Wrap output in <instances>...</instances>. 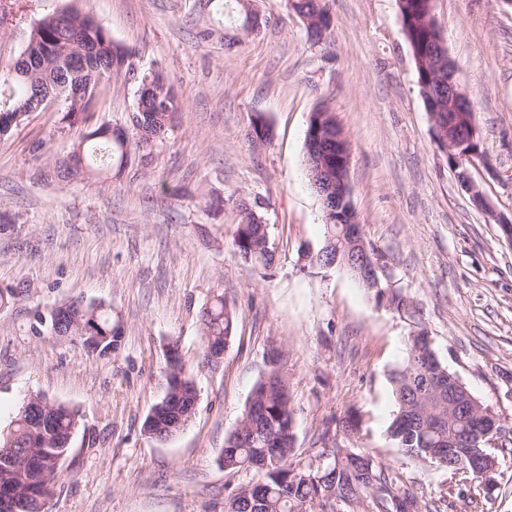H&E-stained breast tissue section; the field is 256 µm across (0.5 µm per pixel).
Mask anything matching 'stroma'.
I'll use <instances>...</instances> for the list:
<instances>
[{
  "mask_svg": "<svg viewBox=\"0 0 512 512\" xmlns=\"http://www.w3.org/2000/svg\"><path fill=\"white\" fill-rule=\"evenodd\" d=\"M259 33L224 48V15L201 0H21L0 24V69L38 20L68 10L93 18L163 70L183 109L163 138L120 174L65 181L54 174L82 134L58 112H35L0 137V430L34 395L79 409L83 424L50 512H224L254 478L219 459L271 348L284 350L294 460L350 448L397 472L423 512H464L448 475L402 457L387 433L388 374L413 324L376 304L344 267H304L326 236L304 141L315 110L335 113L351 148L353 202L366 239L421 310L433 346L483 404L512 421V245L473 207L438 147L421 98L397 0H328L332 27L310 42L288 0H256ZM448 56L467 88L486 153L471 175L512 214V6L436 0ZM137 86L125 79L99 108L129 128ZM271 129L252 144L256 122ZM46 150L30 151L32 139ZM256 202L274 263L233 245L235 199ZM237 312L219 368L200 367L199 316L213 296ZM102 301L123 331L98 358L37 328L36 311ZM178 342L197 389L196 411L166 442L146 416L166 393L167 348ZM356 414L359 426L340 422Z\"/></svg>",
  "mask_w": 512,
  "mask_h": 512,
  "instance_id": "stroma-1",
  "label": "stroma"
}]
</instances>
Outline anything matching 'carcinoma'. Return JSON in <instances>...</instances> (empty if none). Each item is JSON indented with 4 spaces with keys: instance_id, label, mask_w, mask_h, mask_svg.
Returning <instances> with one entry per match:
<instances>
[{
    "instance_id": "obj_1",
    "label": "carcinoma",
    "mask_w": 512,
    "mask_h": 512,
    "mask_svg": "<svg viewBox=\"0 0 512 512\" xmlns=\"http://www.w3.org/2000/svg\"><path fill=\"white\" fill-rule=\"evenodd\" d=\"M435 0H407L408 13L403 25L409 45L417 46L430 37L425 18L434 11ZM238 18L233 42L249 36V14L243 0H237ZM296 14H319L329 17L325 0H288ZM38 46L31 55L41 54L50 46L55 56L48 65L33 73L21 72L19 64L0 70V88L8 90V98L0 99V111L31 93L37 86L42 93H56V87L73 82L72 66L81 60L80 43L72 18L53 15L40 21ZM98 44L109 48L97 57V67L112 76L138 83L131 122L132 133L111 131V126L96 117L100 96L110 93L111 83L91 81L88 96L80 98L78 107L67 99L62 121L81 123L83 133L73 151L58 165V175L76 177L86 172L104 175L113 168L128 164L132 154L143 145L161 137L172 126L175 115L182 111L179 97L159 71L139 72L124 65L128 51L112 41L102 25L93 32ZM242 219L236 226L233 244L245 260L264 267L272 265V252L264 249L266 229L263 215L247 203L236 200ZM376 304H384L407 316L419 329L407 338L404 361L389 372V382L396 403V413L388 432L400 453L409 459L427 461L448 471V491L467 500L470 512H479V502L471 495L479 482L475 471L454 476L453 461L443 458L448 438L465 429L466 424L448 420V368L439 359L430 336L420 327V313L402 289L371 288ZM78 325L71 332V341L84 353L108 357L119 350L122 331L112 324V308L101 301L81 303L72 310ZM236 312L220 295L213 297L200 315L202 363L210 366L209 351L228 346L236 327ZM166 372L179 374L180 392L167 387L168 404L176 406L178 396L196 391L193 376L185 363H166ZM248 404L255 411H244L235 428L225 440L220 462L229 471L254 470L258 478L237 489L225 502V512H343L370 497L379 512H422L417 498L403 490L397 478L384 471L369 456L346 448H335L324 467L291 460L294 450L293 412L288 396V383L278 370V362L269 364L266 375L256 384ZM52 428L38 427L29 420L28 406H22L7 431L0 432V451L10 448L17 463L0 459V490L6 489L24 498L29 512H48V501L60 479L64 464L58 462L67 437L81 425L78 409L47 401ZM335 499L325 501L326 494Z\"/></svg>"
}]
</instances>
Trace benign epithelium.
Returning <instances> with one entry per match:
<instances>
[{
    "label": "benign epithelium",
    "mask_w": 512,
    "mask_h": 512,
    "mask_svg": "<svg viewBox=\"0 0 512 512\" xmlns=\"http://www.w3.org/2000/svg\"><path fill=\"white\" fill-rule=\"evenodd\" d=\"M417 65L424 68L430 84L424 87L428 92L436 85L439 94L427 101L433 122V129L440 148L451 157V166L459 186L469 195L472 204L489 214L491 219L501 226L507 240L512 243V220L496 214L490 207L483 190L472 179L470 166L484 159L481 150V134L473 105L467 90L456 77L454 66L448 58L442 36L432 39L431 48L422 55H415ZM45 102L43 96L32 100L24 99L9 109L5 121L13 125L38 110ZM324 117L312 113L307 128L308 166L312 181L323 179L321 195L328 204L325 208L329 224L344 225L336 238V254L360 255L365 266L360 274L372 287H380V281H391L389 265L385 257L371 251L355 215L352 214V188L349 179L350 153L343 132L332 133V128L323 124ZM448 411L458 417L481 416L484 432L469 437L468 443L473 449L460 454L455 452V442H448V456L458 459V467L466 470L473 467L483 482L494 481L496 461L482 455L476 446L479 440L494 442L498 434L509 429L501 414L473 398L460 380L448 377Z\"/></svg>",
    "instance_id": "obj_1"
}]
</instances>
